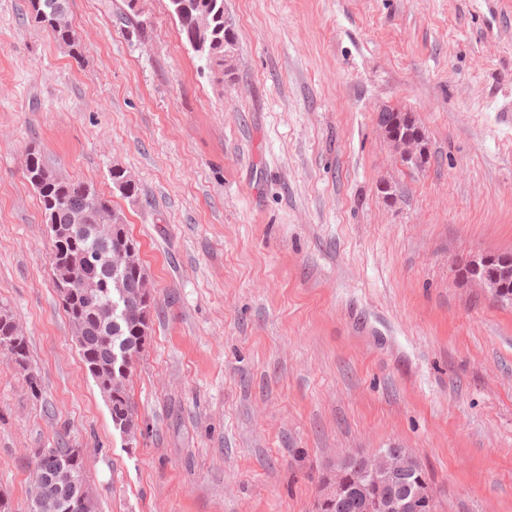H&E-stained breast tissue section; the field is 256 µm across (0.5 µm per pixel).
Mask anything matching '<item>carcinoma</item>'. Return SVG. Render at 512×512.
<instances>
[{
  "label": "carcinoma",
  "mask_w": 512,
  "mask_h": 512,
  "mask_svg": "<svg viewBox=\"0 0 512 512\" xmlns=\"http://www.w3.org/2000/svg\"><path fill=\"white\" fill-rule=\"evenodd\" d=\"M130 2L131 0H125L127 8L118 13V22L128 35L141 39L145 37L147 23L141 19L140 10L130 6ZM28 8L31 18L54 41L71 48L77 45L72 25L60 21L62 16L69 14V0H29ZM172 13L176 17L181 35L188 41L193 39L198 17L205 13L209 14L210 36L198 55L206 60L214 81L224 83V76L230 71L231 58L237 42L233 23L224 18V0H178V8L172 9ZM379 121L390 125V131L396 138L411 137L419 140L416 160L408 162V166L416 168L418 164L426 163V142L411 113L396 114L394 110L384 108L379 113ZM24 177L36 190L43 214L48 216L51 211H57L61 224L67 223V216L71 212L85 213L87 223L94 224L97 222L98 210L110 204V200L97 193L93 185L69 179L53 170L37 147L27 151ZM111 178L113 184L126 194L133 196L139 193L138 184L126 179V173L122 169H113ZM99 248L100 244L88 237L76 238L72 242L55 238L52 240L49 256L52 271L63 267L80 249ZM109 277L110 270L107 268L94 271L91 279L99 285L98 295L89 298L84 289H77L62 303V308L71 325L82 324V345L79 353L97 387L103 389L108 381L115 377L119 379L110 405L112 422L128 420L133 423L137 411L128 394L131 373L113 375L112 339H124L133 349L145 344L152 326L142 321L141 312L145 304L152 308L156 307V300L153 294H145L144 302L133 303L128 307L127 317L121 322V326H110L106 324L107 297L102 288ZM123 287L133 298L142 295V290L150 287L145 268L129 271L125 275ZM12 322L13 319L8 313L0 314V349L13 352L18 365L25 368L28 365L27 341L23 336L13 335ZM33 458L41 461L47 480L35 486L31 500L59 501L63 505L61 512H77L74 508V494L78 492L79 485L57 480L54 472L59 467H65L81 479H86L81 457L71 448L58 447L56 455L51 457L41 456V449L37 448L33 452ZM422 486L430 487V479L423 465L418 462L409 465L390 484H372L358 489L355 488V484H350V493L339 505L329 507L323 512H361L360 504L365 499H375L389 494L409 495Z\"/></svg>",
  "instance_id": "obj_1"
}]
</instances>
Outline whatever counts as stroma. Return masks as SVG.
Returning a JSON list of instances; mask_svg holds the SVG:
<instances>
[{
    "mask_svg": "<svg viewBox=\"0 0 512 512\" xmlns=\"http://www.w3.org/2000/svg\"><path fill=\"white\" fill-rule=\"evenodd\" d=\"M123 6L69 0L73 53L0 0V309L29 346L25 369L0 351L12 512L59 443L99 512H311L379 448L413 451L436 512H512V305L461 273L512 252V0H224L220 85L168 0H139L141 40ZM384 107L414 114L424 167ZM34 145L123 213L156 296L131 446L54 287ZM133 0H125L126 9L120 10L118 13V22L123 26L125 32L131 37L135 36L136 38L145 37L147 30V23L145 20L141 18V12L139 9H134L130 2Z\"/></svg>",
    "mask_w": 512,
    "mask_h": 512,
    "instance_id": "stroma-1",
    "label": "stroma"
}]
</instances>
